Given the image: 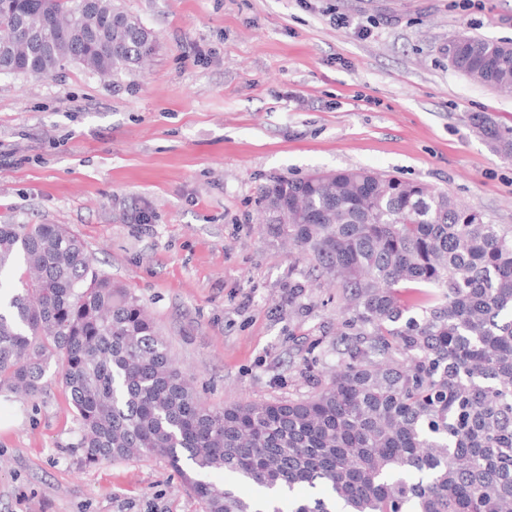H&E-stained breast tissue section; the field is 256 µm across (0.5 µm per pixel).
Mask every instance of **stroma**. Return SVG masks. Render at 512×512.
Masks as SVG:
<instances>
[{
	"label": "stroma",
	"instance_id": "35a3bbf8",
	"mask_svg": "<svg viewBox=\"0 0 512 512\" xmlns=\"http://www.w3.org/2000/svg\"><path fill=\"white\" fill-rule=\"evenodd\" d=\"M460 2L123 0L156 40L145 69L0 76V224L81 237L206 405L307 397L342 357L343 290L260 233L259 185L364 167L512 225V161L471 131L512 125V95L443 52L512 39V0ZM43 384L0 392V512H203L163 458L85 464L67 393Z\"/></svg>",
	"mask_w": 512,
	"mask_h": 512
}]
</instances>
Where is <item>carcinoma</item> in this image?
<instances>
[{"instance_id": "carcinoma-1", "label": "carcinoma", "mask_w": 512, "mask_h": 512, "mask_svg": "<svg viewBox=\"0 0 512 512\" xmlns=\"http://www.w3.org/2000/svg\"><path fill=\"white\" fill-rule=\"evenodd\" d=\"M80 4L0 0V75L73 63L106 79L151 57L121 0ZM443 52L512 93V41L461 34ZM472 128L512 159V126ZM256 205L346 291L347 357L314 393L203 405L143 304L62 224H0V390L37 397L55 362L85 463L162 456L204 512H512V225L365 168L274 178ZM298 485L324 494L283 510Z\"/></svg>"}]
</instances>
